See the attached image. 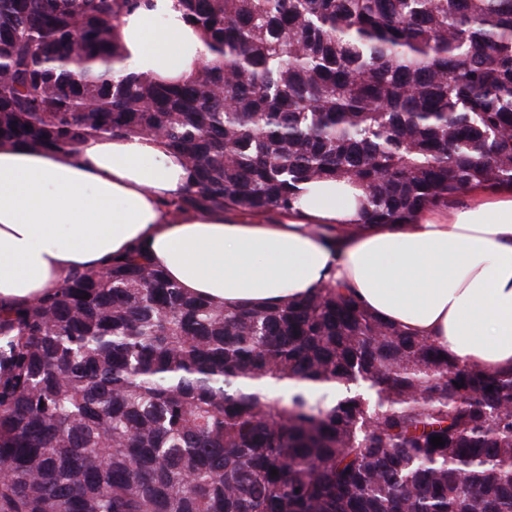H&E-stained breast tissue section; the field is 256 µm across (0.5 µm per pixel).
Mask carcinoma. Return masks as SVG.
<instances>
[{
  "label": "carcinoma",
  "mask_w": 512,
  "mask_h": 512,
  "mask_svg": "<svg viewBox=\"0 0 512 512\" xmlns=\"http://www.w3.org/2000/svg\"><path fill=\"white\" fill-rule=\"evenodd\" d=\"M140 2L0 0V144L155 135L188 207L333 179L365 224L512 185V0H179L206 63L178 85L113 39ZM0 512H512V375L346 286L226 309L132 250L0 306Z\"/></svg>",
  "instance_id": "carcinoma-1"
}]
</instances>
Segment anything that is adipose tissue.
<instances>
[{
  "label": "adipose tissue",
  "instance_id": "obj_1",
  "mask_svg": "<svg viewBox=\"0 0 512 512\" xmlns=\"http://www.w3.org/2000/svg\"><path fill=\"white\" fill-rule=\"evenodd\" d=\"M113 36L158 83L191 82L205 62L179 0L123 11ZM187 176L155 135L95 137L74 151L0 146V302L33 301L138 248L187 293L229 308L347 286L450 356L512 371V189L475 187L461 208L365 224L358 188L319 181L268 222L179 208Z\"/></svg>",
  "mask_w": 512,
  "mask_h": 512
}]
</instances>
